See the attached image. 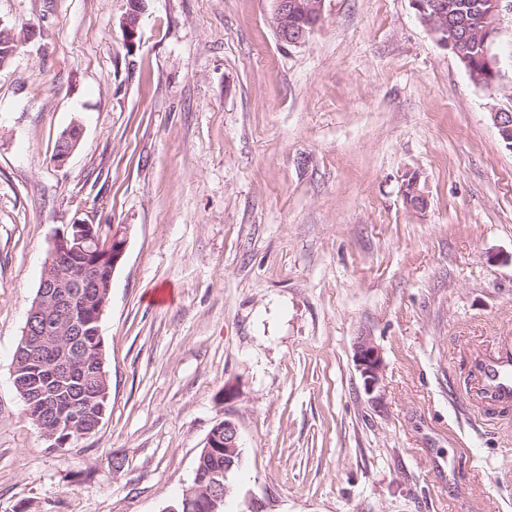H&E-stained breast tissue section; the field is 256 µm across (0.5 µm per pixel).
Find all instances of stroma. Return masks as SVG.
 Returning <instances> with one entry per match:
<instances>
[{
  "mask_svg": "<svg viewBox=\"0 0 512 512\" xmlns=\"http://www.w3.org/2000/svg\"><path fill=\"white\" fill-rule=\"evenodd\" d=\"M127 9L0 0L20 44L0 69V512H164L225 419L244 458L224 512H512V416L466 397L471 348L512 334V151L491 120L512 110V8L489 88L410 0H325L299 47L272 0H144L131 43ZM77 223L124 226L127 248L107 414L53 448L13 354ZM80 135L81 130L77 125L65 129L60 134L54 153V161L58 166L66 164L79 142ZM403 196L407 207L415 212L423 211L428 206V195L424 184H421L419 173H407L403 183ZM355 362L363 378L365 390L373 392L382 374L383 361L377 346L370 339L359 341L355 350Z\"/></svg>",
  "mask_w": 512,
  "mask_h": 512,
  "instance_id": "obj_1",
  "label": "stroma"
}]
</instances>
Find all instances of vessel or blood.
Masks as SVG:
<instances>
[{"label":"vessel or blood","mask_w":512,"mask_h":512,"mask_svg":"<svg viewBox=\"0 0 512 512\" xmlns=\"http://www.w3.org/2000/svg\"><path fill=\"white\" fill-rule=\"evenodd\" d=\"M476 380L483 410L512 413V337L499 338L481 357Z\"/></svg>","instance_id":"vessel-or-blood-1"}]
</instances>
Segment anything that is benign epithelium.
<instances>
[{"mask_svg":"<svg viewBox=\"0 0 512 512\" xmlns=\"http://www.w3.org/2000/svg\"><path fill=\"white\" fill-rule=\"evenodd\" d=\"M324 0H273V26L286 31L281 42L288 45L300 46L307 42L309 36L319 25L323 16ZM419 21L435 36L437 43L460 56L465 54L461 47L465 41H471L475 52L474 60L478 68L467 66L468 75L473 82L482 87L495 83L501 73L500 59L492 54L491 45L498 34V20L502 0H483L480 3L482 22L479 29L471 34V38L459 37V34L448 24V16L443 10L440 0H411ZM142 15V0H133L122 19V28L126 37L135 36ZM491 119L498 130L503 143L512 149V113L493 112ZM81 135L78 126L65 129L57 141L54 161L57 165L66 164L74 152ZM403 196L407 207L415 212L423 211L428 206V195L425 185L421 184V176L417 172L405 175ZM127 248V237L120 228H112V234L103 237L93 224H72L68 230L57 235L52 243L45 270L55 271L56 276L45 275L41 283V297L44 304L51 307L64 308L68 303L66 289L72 287L73 281L79 279L98 280L100 271L106 269L114 272L122 262ZM78 255L81 261L73 264L70 258ZM42 314L33 309L29 313L28 322L23 330V344L28 345L40 335ZM71 353L68 347L61 346L57 359L58 366H51L48 372H34L27 380L15 381L19 393L25 400H30L29 392L35 390L46 394L50 381H61L68 378V366ZM356 366L361 373L364 387L372 392L378 384L383 361L377 346L368 339L359 341L355 350ZM26 415L38 427L47 440L56 437L59 427L50 426L48 419L35 409L26 406ZM214 448L224 449V459L230 461L237 456L240 448L238 428L231 420H223L210 431L204 445V453ZM228 494L227 488L221 481V475L198 472L192 485L183 490L184 501L195 506V512H221L224 499Z\"/></svg>","mask_w":512,"mask_h":512,"instance_id":"7a95c632","label":"benign epithelium"}]
</instances>
